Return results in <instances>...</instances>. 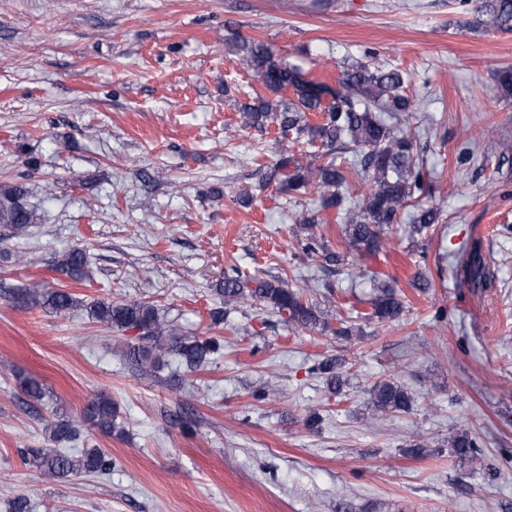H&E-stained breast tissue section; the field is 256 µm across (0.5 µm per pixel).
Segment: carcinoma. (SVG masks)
Here are the masks:
<instances>
[{
    "label": "carcinoma",
    "mask_w": 512,
    "mask_h": 512,
    "mask_svg": "<svg viewBox=\"0 0 512 512\" xmlns=\"http://www.w3.org/2000/svg\"><path fill=\"white\" fill-rule=\"evenodd\" d=\"M478 12L486 16L485 24L494 28L512 27V0H483ZM236 50L252 67L272 97H259L238 107L242 127L262 129L275 124L283 139L292 133H308L310 141L320 142L328 160L318 165L295 155H283L275 163L263 167L259 189L271 185L286 192L311 188L320 197V209L309 210L301 219L309 231L303 249L319 254L329 263L342 261L343 254L324 248L311 229L324 223L320 210L338 209L337 219L344 226L348 243L365 253L380 251L383 227L398 223L399 217L412 202L430 193L424 169L416 165L414 152L420 148L419 136L411 133L410 120L415 100L407 94L404 75L397 69L372 67L358 63L346 70L339 85L331 88L322 83L300 80L297 72L273 59L271 48L264 42L232 35ZM498 93L512 96V69H502L495 76ZM293 91V97L283 93ZM316 112L321 122L310 124L307 113ZM352 152L358 161L347 165L336 163L333 153ZM356 174L368 186V192L353 203L345 204L343 189L349 174ZM28 191L21 185L0 183V227L7 236L25 234L37 223L39 216L27 203ZM438 209L421 208L414 217V232L418 233L438 222ZM58 268L77 280L85 279L88 258L81 248H71L62 254ZM460 280L472 288L486 290L494 286V274L482 244L476 241L459 269ZM378 292L368 301L369 318L392 322L401 316L404 304L393 287L380 282ZM224 304L258 302L270 308L282 321L302 327L325 324L320 313L310 305L303 285H288L284 280L243 277L238 273L224 276V286L218 289ZM15 300L24 305L50 309L68 315L81 307L71 293L59 288L18 291ZM88 316L116 334L133 328L142 333L139 342L128 346L126 356L144 374L154 372L165 356L177 358L189 369H197L220 350L212 338L182 336L161 321L155 307L139 300H100L86 306ZM22 392L32 401H42L48 388L25 378L20 381ZM374 407L382 411H406L410 396L404 387L392 381H380L370 391ZM83 422L100 433L110 436L119 431L118 407L112 399L98 396L81 410ZM49 437L55 443L68 442L77 429L75 421L64 412H57L49 425ZM451 446L459 458L472 457L480 451L477 437L468 432L454 435ZM25 463L50 478L106 475L112 471V457L97 447L84 448L78 455H67L55 448H26Z\"/></svg>",
    "instance_id": "obj_1"
}]
</instances>
